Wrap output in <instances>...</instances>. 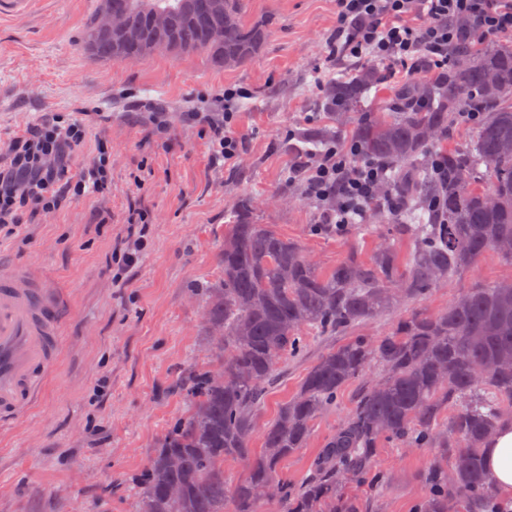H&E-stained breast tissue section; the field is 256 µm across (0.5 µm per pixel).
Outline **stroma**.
<instances>
[{"label":"stroma","instance_id":"obj_1","mask_svg":"<svg viewBox=\"0 0 512 512\" xmlns=\"http://www.w3.org/2000/svg\"><path fill=\"white\" fill-rule=\"evenodd\" d=\"M97 2L0 0V142L41 115L72 112L89 128L77 163L92 158L100 138L112 143L111 195L66 204L0 241V261L27 267L62 306L57 355L36 398L0 424V512H138L133 478L168 422L186 410L175 381L207 359L203 303L192 288L222 277L220 246L240 199L254 203L258 223L299 241L325 269L353 252L370 257L384 235L394 236L399 256L410 248L390 218L317 230L316 203L288 182L306 135L333 125L322 106L324 85L360 65L327 56L336 0H247V20L271 16L275 23L259 53L230 69L196 52L96 58L81 40ZM228 88L247 95L232 104L241 156L223 164L213 160L207 134L182 115L222 108ZM154 107L169 117L162 137L148 123ZM137 177L143 188L134 186ZM133 209L149 217L151 247L119 279L115 255L135 230L127 222ZM510 277L512 262L485 252L416 306L395 308L359 331L386 335L411 309L439 312L463 289ZM332 344L311 339L306 354L289 361L267 390L260 423L274 419ZM361 386L348 383L335 408L315 421L306 448L282 463L289 482L308 480ZM441 455L383 445L371 461L382 486L348 493L360 512H415L424 474Z\"/></svg>","mask_w":512,"mask_h":512}]
</instances>
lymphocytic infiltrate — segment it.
Segmentation results:
<instances>
[{
  "instance_id": "f902f5d3",
  "label": "lymphocytic infiltrate",
  "mask_w": 512,
  "mask_h": 512,
  "mask_svg": "<svg viewBox=\"0 0 512 512\" xmlns=\"http://www.w3.org/2000/svg\"><path fill=\"white\" fill-rule=\"evenodd\" d=\"M460 20L477 24L484 37L511 32L512 0H336L332 51L395 64L404 76L416 78L423 61L447 68ZM184 120L208 134L215 159L239 158L232 110L189 112ZM87 133L83 121L51 113L10 137L0 151L1 233L13 236L69 201L111 193V142L100 140L92 164L71 163ZM384 174V164L362 158L355 144L327 140L289 169L288 180L319 202L323 223L342 229L366 218Z\"/></svg>"
}]
</instances>
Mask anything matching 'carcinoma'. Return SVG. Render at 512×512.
Listing matches in <instances>:
<instances>
[{
    "instance_id": "1",
    "label": "carcinoma",
    "mask_w": 512,
    "mask_h": 512,
    "mask_svg": "<svg viewBox=\"0 0 512 512\" xmlns=\"http://www.w3.org/2000/svg\"><path fill=\"white\" fill-rule=\"evenodd\" d=\"M99 0L84 46L102 60H141L155 51L202 52L218 67L249 63L270 34L269 21L247 23L244 0ZM120 14L126 33L99 25L105 10ZM167 15L169 29L155 17ZM224 29L213 38L210 28ZM448 46V70L404 85L401 104L383 115L362 109L382 81L360 66L325 86L323 106L358 144L361 156L388 167L381 192L394 196L399 228L413 239L400 261L391 238L364 260L356 254L327 272L268 224L244 199L224 233V277L199 282L208 361L179 382L189 410L168 426L140 477L139 512H358L346 486L378 485L367 471L374 450L388 443L451 449L425 476L416 512H483L494 495L485 445L512 421V278L469 288L445 311H413L385 336L354 334L366 320L427 298L467 271L488 250L512 240V43L482 39L469 22ZM483 112L474 139L442 151L435 178L430 148L443 146L458 118ZM489 166L481 183L475 172ZM441 200L444 212L430 209ZM345 335L305 374L298 391L251 447L265 388L280 364L301 357L309 337ZM382 368L376 373L375 367ZM355 379L353 409L312 462L301 487L279 473L283 460L306 447L313 422L336 407ZM247 477L228 487L224 460Z\"/></svg>"
}]
</instances>
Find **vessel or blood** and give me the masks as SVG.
I'll list each match as a JSON object with an SVG mask.
<instances>
[{
    "mask_svg": "<svg viewBox=\"0 0 512 512\" xmlns=\"http://www.w3.org/2000/svg\"><path fill=\"white\" fill-rule=\"evenodd\" d=\"M59 308L24 268L0 275V421L26 407L57 347Z\"/></svg>",
    "mask_w": 512,
    "mask_h": 512,
    "instance_id": "b4317fda",
    "label": "vessel or blood"
}]
</instances>
